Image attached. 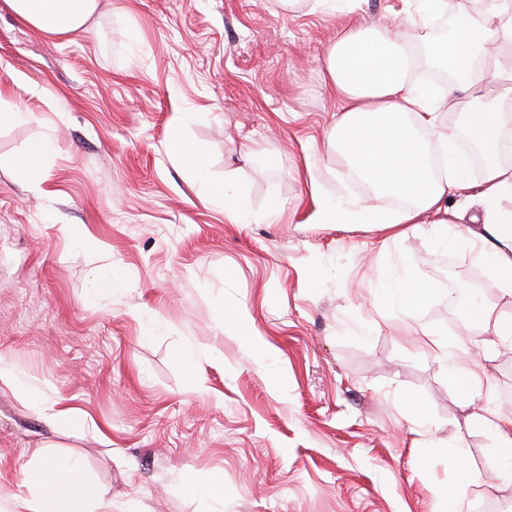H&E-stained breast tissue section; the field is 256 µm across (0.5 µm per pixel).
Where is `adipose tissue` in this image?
<instances>
[{
    "instance_id": "adipose-tissue-1",
    "label": "adipose tissue",
    "mask_w": 512,
    "mask_h": 512,
    "mask_svg": "<svg viewBox=\"0 0 512 512\" xmlns=\"http://www.w3.org/2000/svg\"><path fill=\"white\" fill-rule=\"evenodd\" d=\"M8 9L36 32L64 36L86 29L99 9V0H4ZM483 20L459 7L451 37L437 47L438 54L457 68V82L449 94L476 93L494 86L498 93L488 105L468 112L477 122V138L499 149L504 123L512 118V68L500 66L495 48L512 49V0H482ZM412 44L396 28L345 23L327 49L324 80L340 101L339 116L327 141L359 183V195L319 197L316 218L321 224H374L398 238L425 212L443 213L447 225L440 239L454 246L466 237L467 258L481 265L500 294L512 298V210L498 200L512 190V162L487 161L477 183L485 207L481 224L459 228L462 214L449 211L468 169L464 155L447 150L440 172L432 170V155L424 133L449 145L453 136L439 128V114L427 93L413 81L409 61ZM393 196L404 209L381 214L372 200ZM28 495L17 501V512H112V504L96 492L78 463L54 461L23 470Z\"/></svg>"
}]
</instances>
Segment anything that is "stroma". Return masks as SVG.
I'll return each mask as SVG.
<instances>
[{"instance_id": "obj_1", "label": "stroma", "mask_w": 512, "mask_h": 512, "mask_svg": "<svg viewBox=\"0 0 512 512\" xmlns=\"http://www.w3.org/2000/svg\"><path fill=\"white\" fill-rule=\"evenodd\" d=\"M342 22L308 0H101L85 31L53 38L0 9V512L23 469L67 457L112 512L512 502L490 434L414 333L482 370L477 407L512 412V349L468 329L448 290L504 316L512 299L465 243L315 220L313 189L358 195L326 148L337 104L322 72ZM179 114L204 177L172 147ZM35 141L49 150L34 182L16 163ZM226 183L241 221L209 193ZM106 272L117 288H98ZM387 276L433 292L406 316ZM225 315L247 318L251 342ZM37 400L80 423L50 426ZM464 468L484 479L452 510ZM203 475L218 494L191 492Z\"/></svg>"}]
</instances>
